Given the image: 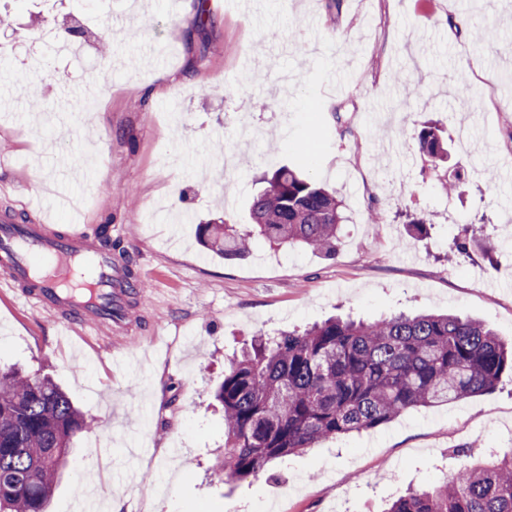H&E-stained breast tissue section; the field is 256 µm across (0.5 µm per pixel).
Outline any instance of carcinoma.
<instances>
[{"label":"carcinoma","instance_id":"obj_1","mask_svg":"<svg viewBox=\"0 0 512 512\" xmlns=\"http://www.w3.org/2000/svg\"><path fill=\"white\" fill-rule=\"evenodd\" d=\"M419 151L443 161L438 129L416 133ZM250 199V229L199 224L200 243L242 256L249 240L336 254L342 205L335 194L282 166ZM512 373V346L483 323L441 314L369 323L329 319L303 332L257 337L224 368L227 479L256 476L275 459L384 424L420 406L492 390ZM93 427L49 378L0 369V512H47L74 437ZM387 512H512V448L399 496Z\"/></svg>","mask_w":512,"mask_h":512}]
</instances>
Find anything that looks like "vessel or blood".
<instances>
[{
    "label": "vessel or blood",
    "mask_w": 512,
    "mask_h": 512,
    "mask_svg": "<svg viewBox=\"0 0 512 512\" xmlns=\"http://www.w3.org/2000/svg\"><path fill=\"white\" fill-rule=\"evenodd\" d=\"M0 279L56 323L116 337L131 325V296L145 292L87 231L58 235L42 218L21 224L9 211H0Z\"/></svg>",
    "instance_id": "b4317fda"
}]
</instances>
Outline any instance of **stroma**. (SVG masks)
<instances>
[{
	"instance_id": "35a3bbf8",
	"label": "stroma",
	"mask_w": 512,
	"mask_h": 512,
	"mask_svg": "<svg viewBox=\"0 0 512 512\" xmlns=\"http://www.w3.org/2000/svg\"><path fill=\"white\" fill-rule=\"evenodd\" d=\"M207 23H199V15ZM0 211L52 227L110 223L144 281L120 339L59 335L0 286V366L55 380L92 430L78 436L48 512H74L98 438H112L107 512H385L407 488L512 448V376L418 407L225 481L227 361L259 332L335 315L468 316L512 340V0H0ZM92 30L85 60L45 51L57 22ZM491 36L478 45L473 25ZM112 53L102 56L98 37ZM94 105L73 101L102 72ZM420 83L407 97L392 72ZM436 121L462 196L430 176L415 126ZM297 165L334 190L346 222L333 256L261 239L225 258L199 219L247 221L259 176ZM384 221L370 223V208ZM433 217L423 232L410 223ZM467 254L448 255L464 229ZM166 485L164 495L151 489Z\"/></svg>"
}]
</instances>
